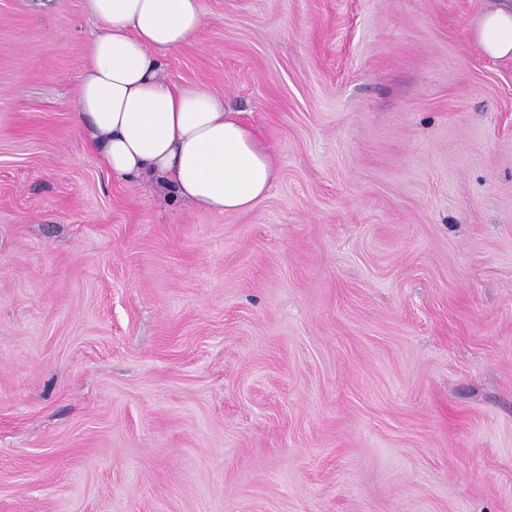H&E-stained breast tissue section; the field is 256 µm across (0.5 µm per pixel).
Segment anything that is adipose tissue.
<instances>
[{
	"instance_id": "ef3b65f1",
	"label": "adipose tissue",
	"mask_w": 512,
	"mask_h": 512,
	"mask_svg": "<svg viewBox=\"0 0 512 512\" xmlns=\"http://www.w3.org/2000/svg\"><path fill=\"white\" fill-rule=\"evenodd\" d=\"M97 34L78 90L77 117L112 176L160 179L167 191L218 214L253 210L275 178L269 147L224 101L163 80V52L195 34L198 0H84ZM475 37L512 57V8L488 12Z\"/></svg>"
}]
</instances>
